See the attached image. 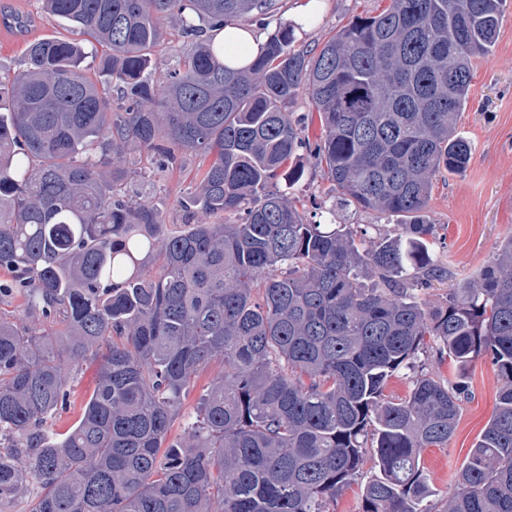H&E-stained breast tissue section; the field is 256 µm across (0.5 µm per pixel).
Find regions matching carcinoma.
<instances>
[{
	"instance_id": "cac0c4a2",
	"label": "carcinoma",
	"mask_w": 512,
	"mask_h": 512,
	"mask_svg": "<svg viewBox=\"0 0 512 512\" xmlns=\"http://www.w3.org/2000/svg\"><path fill=\"white\" fill-rule=\"evenodd\" d=\"M78 40H34L0 80V269L46 328L0 314V502L26 512H331L360 486L361 512H432L426 448L455 433L482 359L493 413L443 512H512V240L432 307L448 279L428 215L435 185L464 172L457 120L471 59L495 47L512 0H387L325 42L279 23L244 68L213 33L265 23L275 0H42ZM183 41L169 44L164 23ZM177 65L161 74V47ZM99 55L97 66L86 62ZM306 95L308 117L290 111ZM139 150L160 169L208 159L189 215L129 197ZM311 160L332 197L398 220L376 240L321 224L289 192ZM156 258L159 269L148 261ZM435 346L456 381L417 369ZM219 375L170 437L197 374ZM86 361L96 384L57 429ZM414 371L408 397L385 394Z\"/></svg>"
}]
</instances>
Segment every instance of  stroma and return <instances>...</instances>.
Instances as JSON below:
<instances>
[{"label":"stroma","mask_w":512,"mask_h":512,"mask_svg":"<svg viewBox=\"0 0 512 512\" xmlns=\"http://www.w3.org/2000/svg\"><path fill=\"white\" fill-rule=\"evenodd\" d=\"M381 3L318 0L296 42L302 46L321 43L353 16L374 12ZM17 15L27 17L25 28L9 24V17ZM76 35L70 22L46 14L41 0H0V74L8 76L18 69L28 42ZM457 128L472 145V159L464 173L438 182L429 202V216L446 242L439 256L448 267L447 280L436 284L428 295L432 301L474 275L501 244L512 239V11L504 18L494 51L472 63L469 101ZM140 166L141 174L126 184L129 196L158 204L165 224L204 222V215L186 216L178 206L181 198L198 187L203 167L195 152H183L181 166L169 171L157 170L146 157ZM467 383L471 396L461 406L454 436L446 447L422 453L437 503L454 487L495 405L499 380L487 363L475 360L468 369Z\"/></svg>","instance_id":"obj_1"}]
</instances>
